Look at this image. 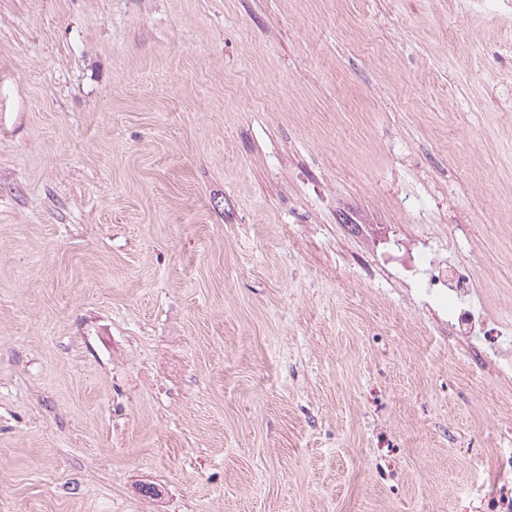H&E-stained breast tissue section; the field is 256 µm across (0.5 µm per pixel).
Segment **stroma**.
<instances>
[{
	"mask_svg": "<svg viewBox=\"0 0 512 512\" xmlns=\"http://www.w3.org/2000/svg\"><path fill=\"white\" fill-rule=\"evenodd\" d=\"M426 237L512 328L501 0H0V512H512Z\"/></svg>",
	"mask_w": 512,
	"mask_h": 512,
	"instance_id": "1",
	"label": "stroma"
}]
</instances>
